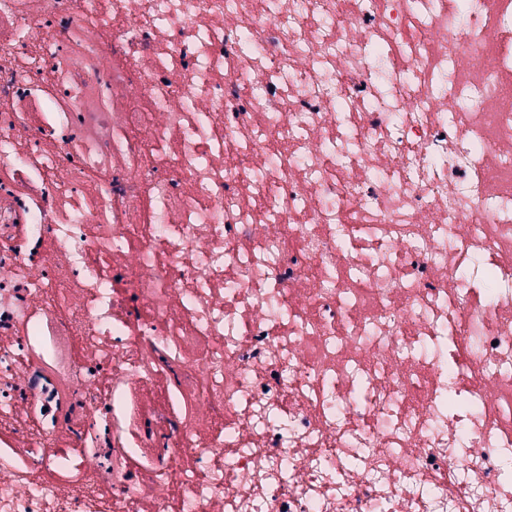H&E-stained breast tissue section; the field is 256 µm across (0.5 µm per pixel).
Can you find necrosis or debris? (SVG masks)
Here are the masks:
<instances>
[{"mask_svg":"<svg viewBox=\"0 0 512 512\" xmlns=\"http://www.w3.org/2000/svg\"><path fill=\"white\" fill-rule=\"evenodd\" d=\"M0 512H512V0H0Z\"/></svg>","mask_w":512,"mask_h":512,"instance_id":"obj_1","label":"necrosis or debris"}]
</instances>
